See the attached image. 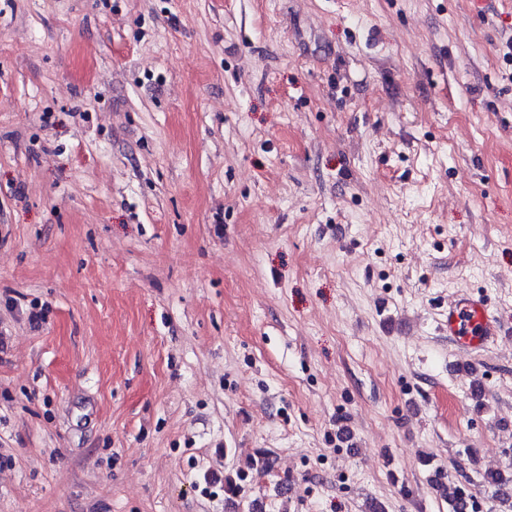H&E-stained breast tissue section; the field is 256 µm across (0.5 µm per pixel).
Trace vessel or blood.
I'll return each instance as SVG.
<instances>
[{"label":"vessel or blood","mask_w":512,"mask_h":512,"mask_svg":"<svg viewBox=\"0 0 512 512\" xmlns=\"http://www.w3.org/2000/svg\"><path fill=\"white\" fill-rule=\"evenodd\" d=\"M505 333L481 299L462 295L448 307V335L466 350H482Z\"/></svg>","instance_id":"b4317fda"}]
</instances>
